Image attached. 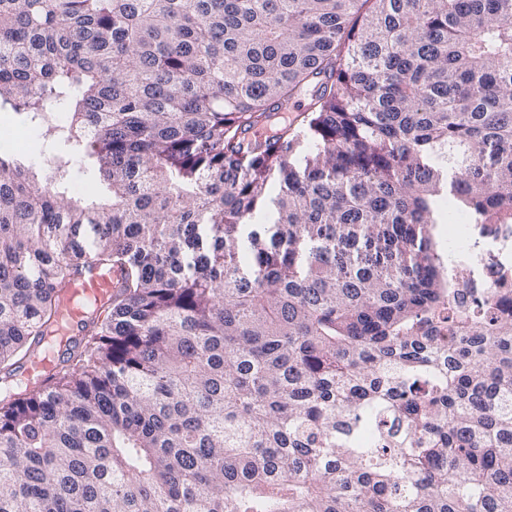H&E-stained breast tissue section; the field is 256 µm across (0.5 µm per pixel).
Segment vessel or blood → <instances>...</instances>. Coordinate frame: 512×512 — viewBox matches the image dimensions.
<instances>
[{
  "instance_id": "vessel-or-blood-1",
  "label": "vessel or blood",
  "mask_w": 512,
  "mask_h": 512,
  "mask_svg": "<svg viewBox=\"0 0 512 512\" xmlns=\"http://www.w3.org/2000/svg\"><path fill=\"white\" fill-rule=\"evenodd\" d=\"M118 274L102 268L94 260H87L80 271L64 286L62 307L54 333L60 344L73 340L79 327L88 322L93 309L111 299ZM60 353L52 348L44 349L24 369L27 377L45 381L59 361Z\"/></svg>"
}]
</instances>
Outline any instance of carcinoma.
Returning a JSON list of instances; mask_svg holds the SVG:
<instances>
[{
    "label": "carcinoma",
    "instance_id": "carcinoma-1",
    "mask_svg": "<svg viewBox=\"0 0 512 512\" xmlns=\"http://www.w3.org/2000/svg\"><path fill=\"white\" fill-rule=\"evenodd\" d=\"M4 110L63 152L0 154V381L122 281L0 391V512H512V288L434 237L512 223V0H0ZM82 167L80 162H74V177L69 183L68 191L72 196L91 201L101 196L104 188L96 176H87L86 173H82ZM118 274L105 269L89 258L80 271L72 277L61 292L62 307L54 334L60 342L58 351L44 349L25 367L23 374L38 382H44L59 362L65 345L74 339L79 327L90 320L92 310L112 298Z\"/></svg>",
    "mask_w": 512,
    "mask_h": 512
}]
</instances>
